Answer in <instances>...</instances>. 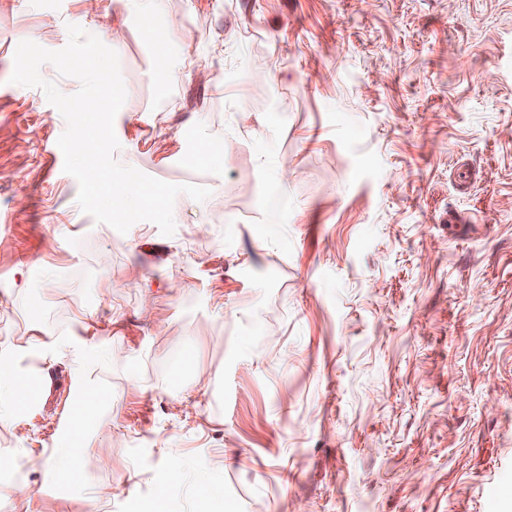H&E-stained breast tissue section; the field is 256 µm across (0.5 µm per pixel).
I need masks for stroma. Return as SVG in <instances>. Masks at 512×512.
<instances>
[{
    "label": "stroma",
    "instance_id": "35a3bbf8",
    "mask_svg": "<svg viewBox=\"0 0 512 512\" xmlns=\"http://www.w3.org/2000/svg\"><path fill=\"white\" fill-rule=\"evenodd\" d=\"M158 22L163 64L109 0H0V354L92 352L46 350L0 457L50 447L77 381L112 403L105 467H28L36 512H512V0H164ZM71 24L124 35L117 160L211 191L177 197L174 235L83 213L62 115L10 81L20 41Z\"/></svg>",
    "mask_w": 512,
    "mask_h": 512
}]
</instances>
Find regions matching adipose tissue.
Segmentation results:
<instances>
[{
    "instance_id": "obj_1",
    "label": "adipose tissue",
    "mask_w": 512,
    "mask_h": 512,
    "mask_svg": "<svg viewBox=\"0 0 512 512\" xmlns=\"http://www.w3.org/2000/svg\"><path fill=\"white\" fill-rule=\"evenodd\" d=\"M36 395V387L21 374L15 360L0 356V422L10 420L29 408ZM73 413L80 421L78 429L71 431L64 440L55 443L40 470L46 479H54L63 471L87 473L102 465L101 459L85 452L89 425L108 409L109 400L99 395L88 384L81 385L73 395Z\"/></svg>"
}]
</instances>
